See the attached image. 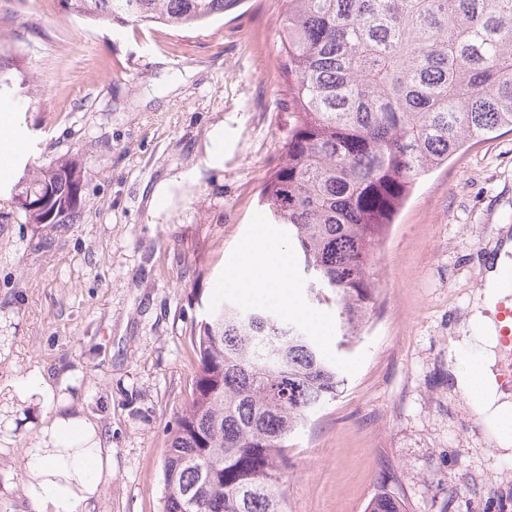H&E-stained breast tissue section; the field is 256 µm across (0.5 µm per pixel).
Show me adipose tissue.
Listing matches in <instances>:
<instances>
[{"instance_id": "ef3b65f1", "label": "adipose tissue", "mask_w": 512, "mask_h": 512, "mask_svg": "<svg viewBox=\"0 0 512 512\" xmlns=\"http://www.w3.org/2000/svg\"><path fill=\"white\" fill-rule=\"evenodd\" d=\"M512 252L501 249L492 259L483 290L470 312L449 337L450 352L468 351L474 359L467 369H451L453 390L486 428L501 457L512 458V393L499 381L498 363L505 356L494 318L496 300L512 296ZM225 284L259 301L289 306L290 253L257 233L246 247L239 266ZM56 387L39 368H32L12 383L11 403L36 409L39 426L28 451L29 477L24 494L32 512H94L98 488L112 475V448L97 424L69 410L55 398ZM73 454H59V446Z\"/></svg>"}]
</instances>
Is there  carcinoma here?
Here are the masks:
<instances>
[{
	"instance_id": "cac0c4a2",
	"label": "carcinoma",
	"mask_w": 512,
	"mask_h": 512,
	"mask_svg": "<svg viewBox=\"0 0 512 512\" xmlns=\"http://www.w3.org/2000/svg\"><path fill=\"white\" fill-rule=\"evenodd\" d=\"M83 20L204 26L243 0H63ZM288 131L263 183L267 223L303 264L305 295L338 316L339 346L369 327L372 258L415 186L473 140L512 131V0H279ZM16 75L0 54V102ZM76 165L37 170L0 214L71 224ZM197 371L165 448L162 512H285L291 439L346 379L285 313L211 302L193 337ZM366 512H407L390 491Z\"/></svg>"
}]
</instances>
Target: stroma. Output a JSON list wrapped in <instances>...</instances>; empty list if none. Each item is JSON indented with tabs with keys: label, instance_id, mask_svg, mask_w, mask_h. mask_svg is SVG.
<instances>
[{
	"label": "stroma",
	"instance_id": "stroma-1",
	"mask_svg": "<svg viewBox=\"0 0 512 512\" xmlns=\"http://www.w3.org/2000/svg\"><path fill=\"white\" fill-rule=\"evenodd\" d=\"M278 18V0H244L172 30L83 21L62 0H0V50L25 80L20 104L0 108V142L20 132L28 143L0 184L24 191L28 164L65 158L84 183L76 223L0 222V385L34 366L75 381L71 410L112 446L98 512L162 510L163 450L197 367L190 337L265 221L257 197L288 128ZM509 230L504 130L418 185L374 256L377 308L351 351L337 350L335 310L307 303L293 264L289 315L348 385L293 440L286 512H365L384 488L408 512H512V458L448 386L449 360H471L449 355L448 338ZM32 418L12 412L0 512H31Z\"/></svg>",
	"mask_w": 512,
	"mask_h": 512
}]
</instances>
